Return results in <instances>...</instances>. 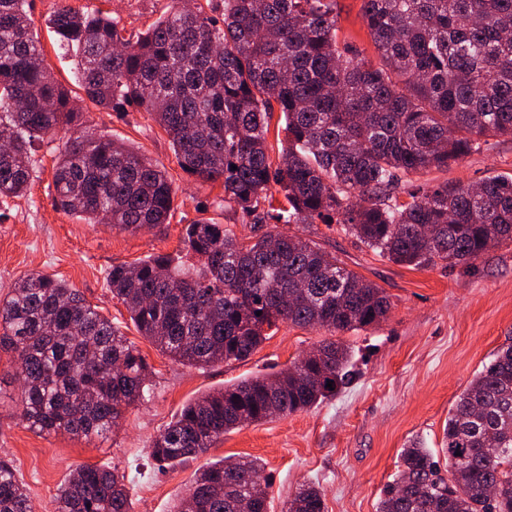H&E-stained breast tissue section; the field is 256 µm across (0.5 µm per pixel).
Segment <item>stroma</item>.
<instances>
[{
    "label": "stroma",
    "instance_id": "obj_1",
    "mask_svg": "<svg viewBox=\"0 0 512 512\" xmlns=\"http://www.w3.org/2000/svg\"><path fill=\"white\" fill-rule=\"evenodd\" d=\"M108 12L127 32L145 30L172 8L171 0H75ZM57 0H30L32 31L59 84L78 94L71 57L45 24ZM363 0H337L339 36L362 57L377 60L363 17ZM83 108L96 133L126 142L165 169L176 187L169 223L136 233L87 224L53 204V167L62 141L48 137L34 155L30 192L0 203V298L32 272L64 281L116 326L153 368V393L126 411L109 432L87 438L35 433L17 416L21 393L10 353L0 351V457L10 460L30 493L33 512H53V499L79 466L98 464L125 473L135 512H173L196 473L222 458H260L270 483L269 512H282L300 486H318L326 512H376L408 440L439 451L457 396L496 351L512 343V244L489 249L470 264L413 269L375 256L340 225L295 224L291 230L320 242L348 268L383 288L391 303L380 324L338 334L354 354L351 382L318 406L225 433L205 453L174 468L148 456L152 440L198 396L240 379L270 374L328 339L327 331L280 324L247 360L190 367L172 360L140 335L107 286L112 265L175 253L186 224L209 220L247 239L253 226L227 209L221 184L189 178L178 166L166 132L144 109L118 115ZM512 176V139L492 140L445 171L415 175L418 183L476 184Z\"/></svg>",
    "mask_w": 512,
    "mask_h": 512
}]
</instances>
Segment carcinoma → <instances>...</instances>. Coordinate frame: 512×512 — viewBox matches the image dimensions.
Wrapping results in <instances>:
<instances>
[{
	"label": "carcinoma",
	"mask_w": 512,
	"mask_h": 512,
	"mask_svg": "<svg viewBox=\"0 0 512 512\" xmlns=\"http://www.w3.org/2000/svg\"><path fill=\"white\" fill-rule=\"evenodd\" d=\"M26 4L0 0V140L9 141L0 146V198L27 193L37 145L65 123L76 132L54 167L58 209L87 224L108 214L126 232L170 223L172 179L130 145L85 131V113L44 62ZM221 16L219 26L203 6L182 7L130 35L69 0L48 18L59 48L75 51L85 97L105 112H148L179 167L221 182L224 207L254 224L245 242L199 220L184 228L181 252L134 271L112 266V298L161 352L206 367L248 359L280 322L334 335L387 318L384 289L313 240L264 230L269 218L341 224L374 255L413 268L471 262L512 243V177L412 180L458 164L483 138L512 137V0H363L376 64L339 41L336 0H224ZM275 111L287 143L276 165L266 138ZM273 185L286 203L275 214L265 209ZM0 348L17 363L18 418L33 432L87 438L151 396L152 367L135 345L39 272L0 300ZM352 360L348 347L325 340L286 371L203 394L152 440L149 458L175 466L246 423L306 411L350 382ZM442 451L445 475L422 439L410 441L377 512H512V344L458 396ZM263 470L256 458L216 461L175 512H238L244 500L259 512L270 489ZM490 486L500 489L494 500ZM0 512H33L6 459ZM54 512H134L125 474L78 468ZM285 512H325L321 491L302 486Z\"/></svg>",
	"instance_id": "cac0c4a2"
}]
</instances>
